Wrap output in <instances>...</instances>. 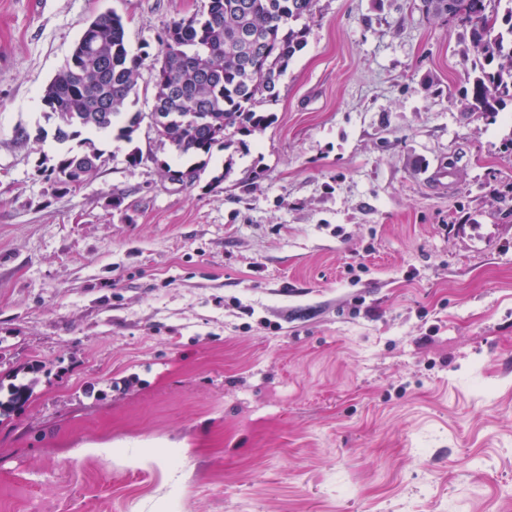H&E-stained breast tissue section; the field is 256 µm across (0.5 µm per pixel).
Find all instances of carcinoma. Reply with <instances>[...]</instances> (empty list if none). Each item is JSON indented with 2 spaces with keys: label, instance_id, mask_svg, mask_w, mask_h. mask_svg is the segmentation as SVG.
Returning a JSON list of instances; mask_svg holds the SVG:
<instances>
[{
  "label": "carcinoma",
  "instance_id": "obj_1",
  "mask_svg": "<svg viewBox=\"0 0 512 512\" xmlns=\"http://www.w3.org/2000/svg\"><path fill=\"white\" fill-rule=\"evenodd\" d=\"M455 12L470 30L482 60L473 64L470 112H497L512 99V6L503 17L487 13L488 0H453ZM317 0H208L202 14L170 20L159 36L156 54L129 56L125 23L115 12L91 20L70 60L46 85L43 95L53 121V138L63 145L84 130L106 131L118 121V138L129 143L141 123L155 113L169 119L159 142L179 156L196 159L199 173L214 148H225L230 128L253 131L269 116L255 110L257 99L278 98V83L306 44V28L294 27L315 14ZM506 28L496 30L498 22ZM154 71L150 112L128 111L139 68ZM102 153L90 138L38 167L67 192L78 170L92 178ZM27 384L12 386L4 408L28 398Z\"/></svg>",
  "mask_w": 512,
  "mask_h": 512
}]
</instances>
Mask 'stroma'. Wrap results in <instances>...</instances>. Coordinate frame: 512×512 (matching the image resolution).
Returning a JSON list of instances; mask_svg holds the SVG:
<instances>
[{
	"instance_id": "stroma-1",
	"label": "stroma",
	"mask_w": 512,
	"mask_h": 512,
	"mask_svg": "<svg viewBox=\"0 0 512 512\" xmlns=\"http://www.w3.org/2000/svg\"><path fill=\"white\" fill-rule=\"evenodd\" d=\"M419 3L318 0L193 184L143 124L65 193L15 130L84 27L207 0H0V512H512V102Z\"/></svg>"
}]
</instances>
